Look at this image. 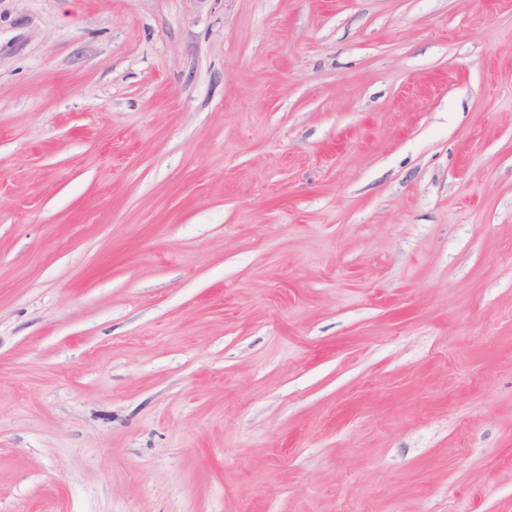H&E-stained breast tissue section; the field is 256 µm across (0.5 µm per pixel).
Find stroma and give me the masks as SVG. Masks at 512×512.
<instances>
[{"label": "stroma", "mask_w": 512, "mask_h": 512, "mask_svg": "<svg viewBox=\"0 0 512 512\" xmlns=\"http://www.w3.org/2000/svg\"><path fill=\"white\" fill-rule=\"evenodd\" d=\"M0 512H512V0H0Z\"/></svg>", "instance_id": "1"}]
</instances>
